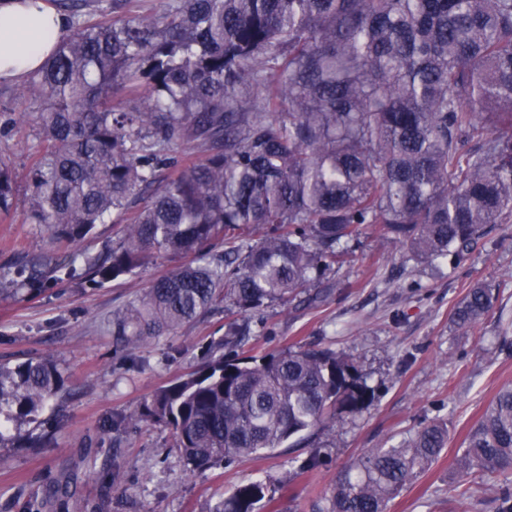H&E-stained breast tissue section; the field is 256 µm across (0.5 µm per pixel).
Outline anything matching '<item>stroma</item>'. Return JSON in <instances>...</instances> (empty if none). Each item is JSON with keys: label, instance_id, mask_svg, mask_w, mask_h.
Here are the masks:
<instances>
[{"label": "stroma", "instance_id": "35a3bbf8", "mask_svg": "<svg viewBox=\"0 0 512 512\" xmlns=\"http://www.w3.org/2000/svg\"><path fill=\"white\" fill-rule=\"evenodd\" d=\"M23 209L19 198L10 214H0V265L54 252L43 227L24 223ZM177 265L160 255L101 287L63 279L34 297L0 295V364L50 356L64 380L60 395L37 415L15 420L11 439L0 444V512H22L64 472L71 496L48 512H209L236 485L262 478L271 485L258 512H321L340 471L437 418L448 422L447 448L388 512H495L493 492L458 475L453 459L497 391L512 385V329L502 328L512 321V223L487 225L458 265L418 264L378 227H364L346 263L328 274V300L316 308H266L254 317L245 346L257 354L300 346L345 353L367 374L372 406L313 446L282 447L196 476L165 427L110 428L115 414L201 365L209 344L224 335L218 310L131 355L113 336V312ZM477 282L497 288L498 300L474 327L456 328L452 308ZM313 455L318 467L303 470ZM90 460L96 473L86 469ZM106 465L117 466L121 480L109 482Z\"/></svg>", "mask_w": 512, "mask_h": 512}]
</instances>
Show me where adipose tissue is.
<instances>
[{
	"label": "adipose tissue",
	"instance_id": "adipose-tissue-1",
	"mask_svg": "<svg viewBox=\"0 0 512 512\" xmlns=\"http://www.w3.org/2000/svg\"><path fill=\"white\" fill-rule=\"evenodd\" d=\"M67 33L66 17L47 0H0V78L26 79Z\"/></svg>",
	"mask_w": 512,
	"mask_h": 512
}]
</instances>
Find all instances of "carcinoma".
<instances>
[{"label":"carcinoma","mask_w":512,"mask_h":512,"mask_svg":"<svg viewBox=\"0 0 512 512\" xmlns=\"http://www.w3.org/2000/svg\"><path fill=\"white\" fill-rule=\"evenodd\" d=\"M95 4L98 18L17 87L40 106L24 220L65 245L29 258L23 286H101L158 255L190 257L115 311L112 335L133 351L222 303L224 337L112 429L169 428L191 475L333 432L372 405L366 374L330 348L245 356L249 320L302 295L326 301L315 280L365 225L421 264H459L487 225L512 222V0H171L124 18L114 0ZM26 117L1 112L0 134ZM16 192L0 152L1 212ZM99 224L117 227L112 247L85 259L79 243ZM497 299L473 284L452 322L477 324ZM61 387L50 357L0 365V440ZM447 444L448 422L433 420L364 453L327 512H387ZM463 445L459 471L499 487L496 512H512L511 386ZM69 488L63 475L48 497ZM267 491L239 484L210 512H256Z\"/></svg>","instance_id":"obj_1"}]
</instances>
